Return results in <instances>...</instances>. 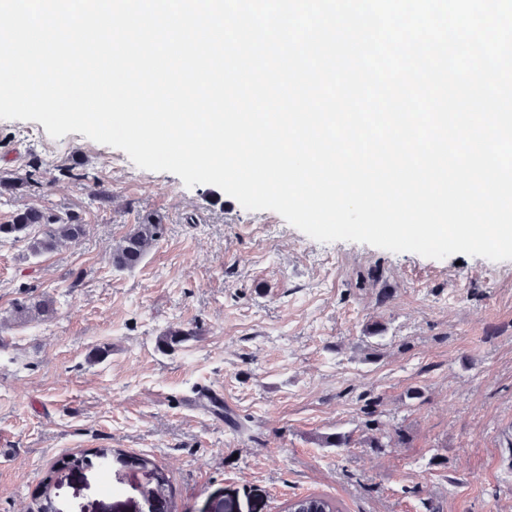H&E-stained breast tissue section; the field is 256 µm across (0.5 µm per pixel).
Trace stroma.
Masks as SVG:
<instances>
[{"instance_id": "1", "label": "stroma", "mask_w": 512, "mask_h": 512, "mask_svg": "<svg viewBox=\"0 0 512 512\" xmlns=\"http://www.w3.org/2000/svg\"><path fill=\"white\" fill-rule=\"evenodd\" d=\"M75 160L83 180L61 177ZM33 161L41 187L0 193V224L37 206L87 231L39 256L0 242V512H32L48 476L55 512H285L306 495L512 512V260L319 242L83 134L0 120V177ZM151 213L156 247L115 270L113 245ZM30 298L51 312L13 320ZM97 448L119 451L108 471L63 469ZM144 455L171 498L147 499Z\"/></svg>"}]
</instances>
